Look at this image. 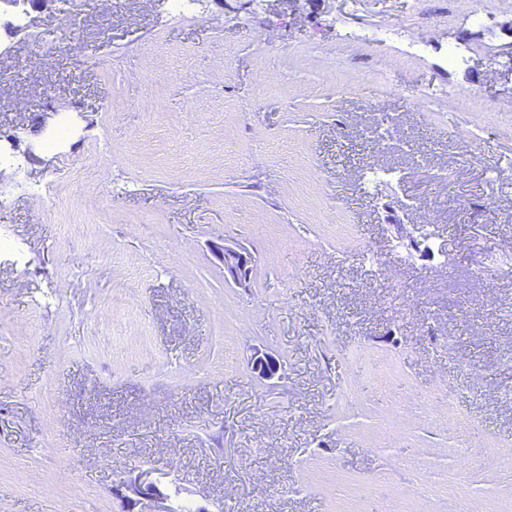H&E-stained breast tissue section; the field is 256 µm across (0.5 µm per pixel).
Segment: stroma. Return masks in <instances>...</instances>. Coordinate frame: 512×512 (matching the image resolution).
Instances as JSON below:
<instances>
[{"mask_svg":"<svg viewBox=\"0 0 512 512\" xmlns=\"http://www.w3.org/2000/svg\"><path fill=\"white\" fill-rule=\"evenodd\" d=\"M511 21L0 8V512H512ZM224 263V281L235 286H246L252 270L254 258L243 247H217ZM249 367L253 374L261 378L272 379L275 376H277L278 379L282 378L279 360L268 352L255 351L251 356ZM124 491L133 493L137 498L138 502L146 501L150 505L152 503H162L159 500H164L163 493L160 491L158 482L152 480L147 474L145 476L139 475L133 480H127L124 477H119L114 481L112 486L113 494L125 501H131Z\"/></svg>","mask_w":512,"mask_h":512,"instance_id":"obj_1","label":"stroma"}]
</instances>
